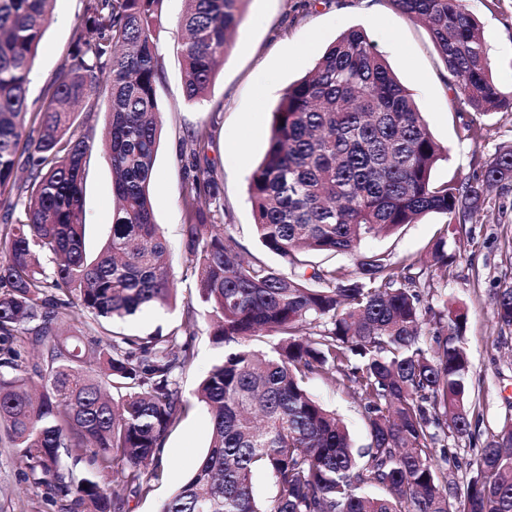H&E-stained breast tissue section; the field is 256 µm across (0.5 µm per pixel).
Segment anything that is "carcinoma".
Instances as JSON below:
<instances>
[{
  "instance_id": "1",
  "label": "carcinoma",
  "mask_w": 512,
  "mask_h": 512,
  "mask_svg": "<svg viewBox=\"0 0 512 512\" xmlns=\"http://www.w3.org/2000/svg\"><path fill=\"white\" fill-rule=\"evenodd\" d=\"M54 2L0 0V446L17 449L68 512H123L129 497L152 496L145 469L189 409L180 377L193 365L203 314L222 351L198 390L210 444L159 512H512V417L480 449L464 491L436 463L448 459V438L472 436V369L464 309L452 300L422 307L457 261L449 238L492 192L512 190V146L489 159L473 152L472 177L434 181L445 148L412 91L352 27L284 90L248 177L258 240L289 271L245 257L218 229L221 191L198 164L210 133L197 130L184 139L193 175L181 206L198 304L187 303L184 322L165 335L98 334L176 302L151 197L163 0H83L71 51L28 121L32 62ZM185 2L184 94L197 101L230 48L243 0ZM390 2L427 26L458 117L512 112V90L493 82L467 0ZM102 85L103 138L91 128L66 137L75 106L95 111ZM98 152L112 168L114 206L109 237L89 256L83 184ZM430 213L447 223L420 268L361 252ZM314 253L352 255L355 267L316 265ZM494 300L500 328L511 331L512 285ZM76 308L89 334L65 336ZM266 337L277 338L269 351L258 346ZM25 344L39 352L30 366ZM315 375L331 376L363 409L366 447L355 449L308 392ZM74 457L90 466L80 477ZM259 473L273 483L268 500L256 492Z\"/></svg>"
}]
</instances>
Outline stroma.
Here are the masks:
<instances>
[{
	"label": "stroma",
	"instance_id": "1",
	"mask_svg": "<svg viewBox=\"0 0 512 512\" xmlns=\"http://www.w3.org/2000/svg\"><path fill=\"white\" fill-rule=\"evenodd\" d=\"M295 2L244 0L242 20L207 97L190 103L184 96L179 53L184 0H163V73L157 87L161 139L153 207L156 222L173 252L181 250V228L186 221L180 203L186 182L180 142L188 133L206 127L211 138L201 159L211 167L222 188L225 233L251 255L285 269L284 259L263 249L257 240L248 200V176L265 155L272 114L283 91L312 70L326 47L352 27L366 32L399 81L413 91L432 134L447 149V160L439 162L433 172L435 180L471 175L473 151L490 158L500 148L512 146V115L504 112L481 117L480 142L466 138L455 116L448 74L428 29L402 15L389 0H321L316 9L298 18L290 15ZM467 5L481 23L495 84L512 90V0H468ZM82 8L83 0H56L53 20L32 63L29 111L42 107L46 87L56 80ZM490 207L504 209L506 223L494 224L481 216L476 223L464 226L459 234L460 258L447 281L424 298L425 303L435 306L444 299H455L467 313L465 342L472 366L471 402L479 416L481 437L490 436L505 416L512 415V332L500 330L494 308L498 288L512 283V193L491 195ZM84 209L85 246L94 254L105 242L112 222V169L99 155L92 158L85 174ZM446 222V216L431 213L394 235L366 241L362 249L385 253L395 262L418 264L425 257L429 241ZM184 266V260H177L176 306L148 310L124 322L127 333H166L180 326L187 301L197 298L196 281L184 276ZM193 348L195 364L181 379L184 394L193 405L147 467L148 472L158 475L152 497L129 498L125 512H159L162 502L183 482L210 443L209 414L194 396L218 352L203 327ZM307 387L344 420L356 446L367 444L362 410L341 387L325 376L312 378ZM0 512H64L61 501L50 488L37 482L12 448H0Z\"/></svg>",
	"mask_w": 512,
	"mask_h": 512
}]
</instances>
